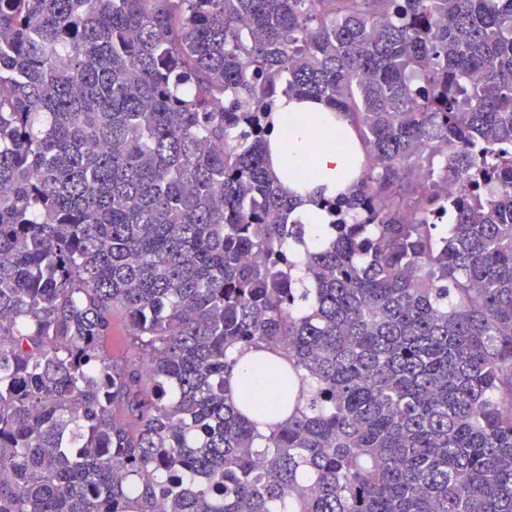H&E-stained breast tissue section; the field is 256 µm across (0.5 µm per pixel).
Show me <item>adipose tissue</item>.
Here are the masks:
<instances>
[{
    "label": "adipose tissue",
    "instance_id": "adipose-tissue-1",
    "mask_svg": "<svg viewBox=\"0 0 512 512\" xmlns=\"http://www.w3.org/2000/svg\"><path fill=\"white\" fill-rule=\"evenodd\" d=\"M271 120V166L275 171L281 173L298 167L310 155V146L316 144L319 152L310 155L316 165V184H336L345 192L351 189L352 182L347 177L348 151L337 143L331 114L321 102L279 96Z\"/></svg>",
    "mask_w": 512,
    "mask_h": 512
}]
</instances>
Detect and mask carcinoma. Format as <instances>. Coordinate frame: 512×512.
<instances>
[{
	"label": "carcinoma",
	"instance_id": "carcinoma-1",
	"mask_svg": "<svg viewBox=\"0 0 512 512\" xmlns=\"http://www.w3.org/2000/svg\"><path fill=\"white\" fill-rule=\"evenodd\" d=\"M0 512H512V0H0ZM331 116L319 101H298L279 95L271 116L274 127L270 137L271 167L278 173L290 171L309 155L310 146L321 144L314 157L316 173L311 179L316 183L312 187L325 184L331 190L334 183L347 193L352 188V180L346 179L350 159L347 149L336 142L335 128L348 129V122L341 118L336 123ZM298 194L300 195V205L297 211L304 216L305 224H311L313 232L320 233L321 224H327V215L321 212L320 207H316L310 202L305 192L300 191ZM231 354L233 358L237 359V364L233 370L231 378L229 379L228 386L231 389L232 398L238 400V395L243 388L242 369L247 365L264 360L268 358V356H272V354L264 351H256L254 349L244 351L242 354H240L238 350H234Z\"/></svg>",
	"mask_w": 512,
	"mask_h": 512
}]
</instances>
